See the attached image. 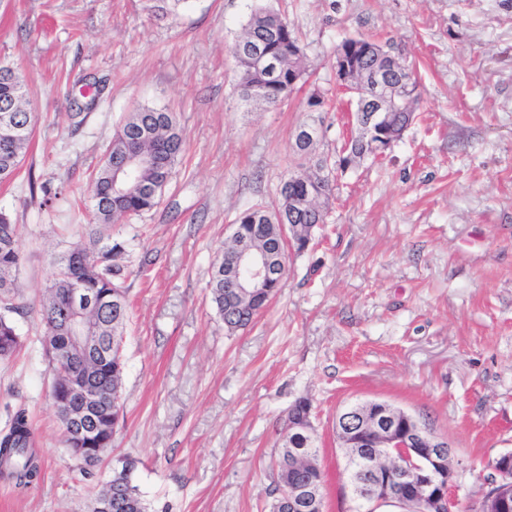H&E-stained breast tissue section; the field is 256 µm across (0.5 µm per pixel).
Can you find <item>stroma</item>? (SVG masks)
<instances>
[{"instance_id":"35a3bbf8","label":"stroma","mask_w":512,"mask_h":512,"mask_svg":"<svg viewBox=\"0 0 512 512\" xmlns=\"http://www.w3.org/2000/svg\"><path fill=\"white\" fill-rule=\"evenodd\" d=\"M299 31L305 82L243 102L230 46L251 10ZM371 36L411 63L420 109L385 157L338 177L326 224L288 259L279 295L228 333L209 295L237 213L349 130L337 45ZM0 65L25 80L35 127L0 210L17 226L21 343L0 362V433L26 410L39 480L0 478V512H90L124 457L149 512H270L288 410L312 403L326 512H350L337 414L379 400L453 448L456 495L479 498L512 451V0H0ZM325 100L312 112L308 98ZM178 115L185 149L159 205L109 230L127 247L124 419L99 467L61 443L37 310L59 255L99 231L94 174L137 108Z\"/></svg>"}]
</instances>
